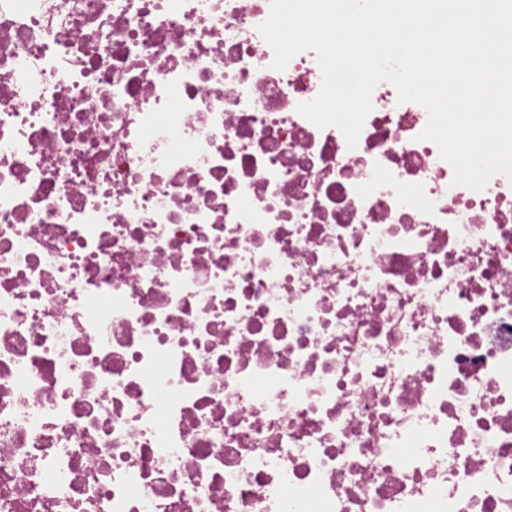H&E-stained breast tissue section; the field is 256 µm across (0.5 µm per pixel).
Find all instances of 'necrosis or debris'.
<instances>
[{
    "instance_id": "1",
    "label": "necrosis or debris",
    "mask_w": 512,
    "mask_h": 512,
    "mask_svg": "<svg viewBox=\"0 0 512 512\" xmlns=\"http://www.w3.org/2000/svg\"><path fill=\"white\" fill-rule=\"evenodd\" d=\"M270 0H0V512H512V182Z\"/></svg>"
}]
</instances>
